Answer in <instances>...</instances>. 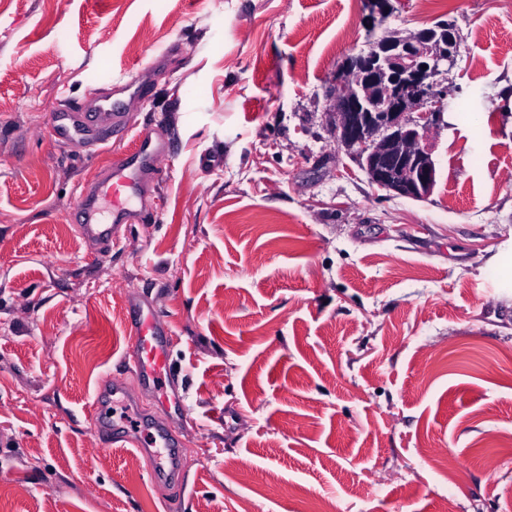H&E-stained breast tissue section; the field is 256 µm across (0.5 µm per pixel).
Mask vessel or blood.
<instances>
[{"instance_id":"b4317fda","label":"vessel or blood","mask_w":512,"mask_h":512,"mask_svg":"<svg viewBox=\"0 0 512 512\" xmlns=\"http://www.w3.org/2000/svg\"><path fill=\"white\" fill-rule=\"evenodd\" d=\"M125 127L120 100L92 89L84 99L50 118L52 135L78 147L107 139ZM170 151L167 140L139 132L132 147L113 156L99 173L85 182L79 193V234L104 246L115 242L119 225L132 224L140 216V202L162 175L161 162ZM129 333L126 362L142 390L157 404L181 406L172 379L171 327L150 302L129 301ZM172 423L156 421L151 432L124 431L135 445L154 481L164 484L179 479L181 453L173 441Z\"/></svg>"}]
</instances>
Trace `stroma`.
<instances>
[{
	"label": "stroma",
	"mask_w": 512,
	"mask_h": 512,
	"mask_svg": "<svg viewBox=\"0 0 512 512\" xmlns=\"http://www.w3.org/2000/svg\"><path fill=\"white\" fill-rule=\"evenodd\" d=\"M391 3L381 32L461 37L421 201L325 113L364 0H0V512H512V0ZM130 80L110 143L52 137ZM145 128L171 144L150 221L84 239L78 186ZM131 294L172 325L179 485L94 435L111 376L162 416L125 363Z\"/></svg>",
	"instance_id": "35a3bbf8"
}]
</instances>
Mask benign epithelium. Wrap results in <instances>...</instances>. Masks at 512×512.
Returning a JSON list of instances; mask_svg holds the SVG:
<instances>
[{"label": "benign epithelium", "mask_w": 512, "mask_h": 512, "mask_svg": "<svg viewBox=\"0 0 512 512\" xmlns=\"http://www.w3.org/2000/svg\"><path fill=\"white\" fill-rule=\"evenodd\" d=\"M390 0H367V23L384 18ZM347 63L336 78L326 114L338 146L357 155L370 181L396 195L423 200L435 181L430 133L447 104L438 77L453 66L456 38L442 44L420 30L390 32Z\"/></svg>", "instance_id": "7a95c632"}]
</instances>
